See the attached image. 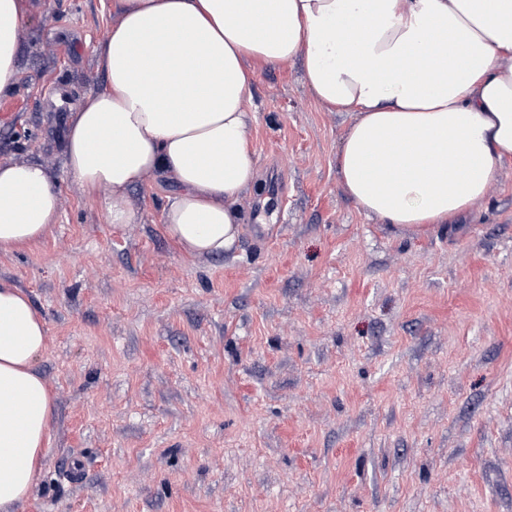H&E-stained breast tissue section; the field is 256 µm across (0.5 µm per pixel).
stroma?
I'll return each mask as SVG.
<instances>
[{
    "instance_id": "1",
    "label": "stroma",
    "mask_w": 512,
    "mask_h": 512,
    "mask_svg": "<svg viewBox=\"0 0 512 512\" xmlns=\"http://www.w3.org/2000/svg\"><path fill=\"white\" fill-rule=\"evenodd\" d=\"M32 3L0 163L41 162L61 209L0 251L55 406L20 512H512V160L457 223H380L338 186L349 115L266 68L245 232L191 258L163 229L174 185L134 186L142 221L117 227L64 166L112 0Z\"/></svg>"
}]
</instances>
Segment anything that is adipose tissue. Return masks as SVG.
<instances>
[{"label": "adipose tissue", "mask_w": 512, "mask_h": 512, "mask_svg": "<svg viewBox=\"0 0 512 512\" xmlns=\"http://www.w3.org/2000/svg\"><path fill=\"white\" fill-rule=\"evenodd\" d=\"M31 0H0V97L17 83ZM97 49L103 90L71 116L66 168L103 192L109 223H140L130 189L177 193L164 231L186 255L224 254L255 180L249 89L260 66L300 61L317 100L351 121L338 184L398 227L452 224L512 158V0H112ZM60 192L37 161L0 163V249L40 239ZM46 324L0 279V512L38 481L53 401L35 368Z\"/></svg>", "instance_id": "ef3b65f1"}]
</instances>
